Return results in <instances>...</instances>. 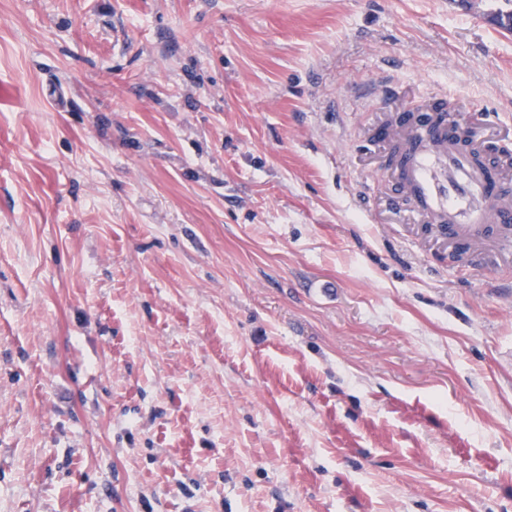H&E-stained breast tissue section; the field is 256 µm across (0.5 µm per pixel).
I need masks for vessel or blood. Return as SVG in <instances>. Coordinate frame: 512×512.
Instances as JSON below:
<instances>
[{
	"mask_svg": "<svg viewBox=\"0 0 512 512\" xmlns=\"http://www.w3.org/2000/svg\"><path fill=\"white\" fill-rule=\"evenodd\" d=\"M412 128L405 146L406 181L401 189L418 213L434 215L467 238L481 227L512 223V179L503 167L481 163L473 150L458 141L436 138L424 142L425 128L436 121L458 126L462 117L448 109L410 115Z\"/></svg>",
	"mask_w": 512,
	"mask_h": 512,
	"instance_id": "obj_1",
	"label": "vessel or blood"
}]
</instances>
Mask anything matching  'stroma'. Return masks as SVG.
Returning a JSON list of instances; mask_svg holds the SVG:
<instances>
[{"mask_svg":"<svg viewBox=\"0 0 512 512\" xmlns=\"http://www.w3.org/2000/svg\"><path fill=\"white\" fill-rule=\"evenodd\" d=\"M512 0H0V512H512V258L385 125H512Z\"/></svg>","mask_w":512,"mask_h":512,"instance_id":"stroma-1","label":"stroma"}]
</instances>
